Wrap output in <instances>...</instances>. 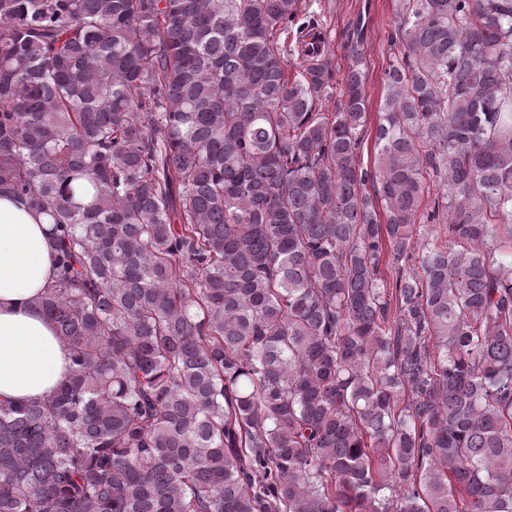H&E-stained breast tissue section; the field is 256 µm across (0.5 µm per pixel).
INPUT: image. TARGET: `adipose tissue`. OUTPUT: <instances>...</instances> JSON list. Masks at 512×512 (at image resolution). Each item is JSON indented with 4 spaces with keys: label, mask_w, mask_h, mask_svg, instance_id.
<instances>
[{
    "label": "adipose tissue",
    "mask_w": 512,
    "mask_h": 512,
    "mask_svg": "<svg viewBox=\"0 0 512 512\" xmlns=\"http://www.w3.org/2000/svg\"><path fill=\"white\" fill-rule=\"evenodd\" d=\"M43 215L19 197L0 195V400L35 401L69 375V353L35 304L55 278Z\"/></svg>",
    "instance_id": "ef3b65f1"
}]
</instances>
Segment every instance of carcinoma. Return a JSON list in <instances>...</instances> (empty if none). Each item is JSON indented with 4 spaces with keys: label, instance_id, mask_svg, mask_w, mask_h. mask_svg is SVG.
I'll use <instances>...</instances> for the list:
<instances>
[{
    "label": "carcinoma",
    "instance_id": "carcinoma-1",
    "mask_svg": "<svg viewBox=\"0 0 512 512\" xmlns=\"http://www.w3.org/2000/svg\"><path fill=\"white\" fill-rule=\"evenodd\" d=\"M298 7L0 0L72 363L0 401V512H512V0H402L368 168L361 39L316 111Z\"/></svg>",
    "mask_w": 512,
    "mask_h": 512
}]
</instances>
